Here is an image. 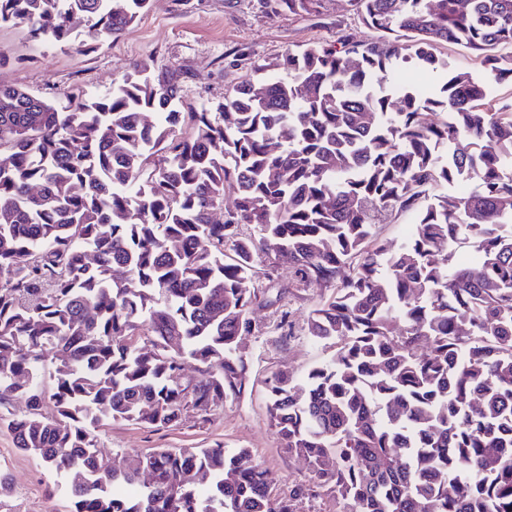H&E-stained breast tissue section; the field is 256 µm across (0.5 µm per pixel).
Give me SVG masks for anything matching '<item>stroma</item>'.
Wrapping results in <instances>:
<instances>
[{"label": "stroma", "instance_id": "35a3bbf8", "mask_svg": "<svg viewBox=\"0 0 512 512\" xmlns=\"http://www.w3.org/2000/svg\"><path fill=\"white\" fill-rule=\"evenodd\" d=\"M345 28L364 39L365 28L349 0H330L320 24L265 8L263 0H150L149 8L112 43L96 51L79 47L61 51L31 42L25 26L0 30V47L19 57V64L0 70V82L51 99L81 86L93 93L108 91L133 62L144 60L161 70L181 68L183 105L198 108L222 101L225 92L249 75L254 62L273 58L287 48L308 46L336 37ZM259 287L283 291L289 312L281 330L275 308H258L254 325L242 339L249 356L250 385L240 399L226 401L208 416L186 413L179 424L156 429L142 422L108 421L97 432L101 456L147 453L157 448H246L267 467L279 489L309 485L307 464L286 452L266 410V381L288 369L303 378L314 365L331 359L335 348L306 336V316L318 295L290 288L286 275L261 277ZM0 468L9 472L13 493L0 502V512H70V500L51 492V478L39 460L19 452L11 434L0 428Z\"/></svg>", "mask_w": 512, "mask_h": 512}]
</instances>
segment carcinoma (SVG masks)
I'll return each mask as SVG.
<instances>
[{"label": "carcinoma", "instance_id": "obj_1", "mask_svg": "<svg viewBox=\"0 0 512 512\" xmlns=\"http://www.w3.org/2000/svg\"><path fill=\"white\" fill-rule=\"evenodd\" d=\"M266 2L318 20L328 0ZM350 2L378 39L288 48L198 112L184 72L141 62L103 95L0 84V425L71 512H297L308 489L277 492L246 448L106 461L95 435L240 398L249 314L282 301L258 263L285 258L290 287L332 292L306 334L336 354L272 373L267 411L336 512H512V102L493 95L512 0ZM148 4L0 0V29L62 48L80 16L93 50ZM409 66L436 82H402ZM407 212L414 231L383 239ZM438 54L443 57H447L452 64L458 67L468 68L470 70H476L479 68V61L465 48L448 43L438 47Z\"/></svg>", "mask_w": 512, "mask_h": 512}]
</instances>
